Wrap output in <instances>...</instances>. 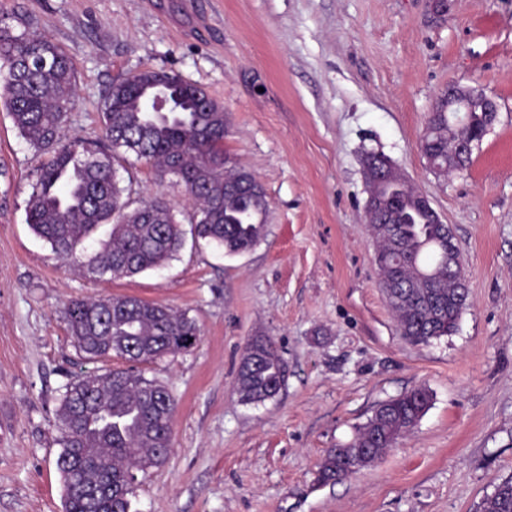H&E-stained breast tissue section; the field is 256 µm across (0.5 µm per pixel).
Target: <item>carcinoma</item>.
Returning a JSON list of instances; mask_svg holds the SVG:
<instances>
[{
    "instance_id": "1",
    "label": "carcinoma",
    "mask_w": 512,
    "mask_h": 512,
    "mask_svg": "<svg viewBox=\"0 0 512 512\" xmlns=\"http://www.w3.org/2000/svg\"><path fill=\"white\" fill-rule=\"evenodd\" d=\"M75 73L58 46L0 23V100L25 142L48 156L31 185L26 223L53 253L68 262L87 254L92 273L121 279L158 269L179 252L183 233L171 205L159 195L138 197L131 181L122 184L117 159L130 167L149 164L161 179L178 171L176 180L195 201L194 236L224 254L245 253L265 238L266 194L250 171L228 166L224 107L203 88L173 72H138L109 87L101 107L104 140L64 142ZM447 105L438 100L421 138L427 159L445 172L469 162L453 153L455 141L482 138L492 128L487 113L471 112L462 124ZM366 218L380 288L400 334L428 344L454 332L468 291L448 276L442 249L448 225L432 223L408 182L367 208ZM105 224L108 238L88 250ZM66 315L74 344L87 358L115 355L132 365L81 375L65 387L56 423L64 512H133L129 473L165 464L176 414L171 389L138 366L182 352L199 330L172 306L129 295L73 299ZM285 379L273 339L249 340L237 373L239 400H272ZM429 401L428 390L418 387L379 404L351 442L327 450L318 480L335 483L358 472V448L371 449L362 461L370 465L416 426ZM481 512H512V477L496 485Z\"/></svg>"
}]
</instances>
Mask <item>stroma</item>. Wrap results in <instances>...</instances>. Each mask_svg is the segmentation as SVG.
<instances>
[{
  "instance_id": "1",
  "label": "stroma",
  "mask_w": 512,
  "mask_h": 512,
  "mask_svg": "<svg viewBox=\"0 0 512 512\" xmlns=\"http://www.w3.org/2000/svg\"><path fill=\"white\" fill-rule=\"evenodd\" d=\"M76 66L66 140L100 137L112 82L172 71L224 106V152L269 202L267 235L234 256L190 237L184 186L130 169L187 237L131 278L68 267L26 222L44 157L0 104V512H63L55 427L65 386L124 367L87 360L70 299L168 303L200 331L143 365L177 401L174 448L142 477L135 512H480L512 477V0H0ZM477 87L498 119L467 169L435 174L419 142L439 95ZM390 157L455 243L468 304L427 345L399 333L379 288L362 154ZM272 336L287 377L264 404L234 385L247 339ZM415 387L418 425L349 479L323 484L327 449Z\"/></svg>"
}]
</instances>
